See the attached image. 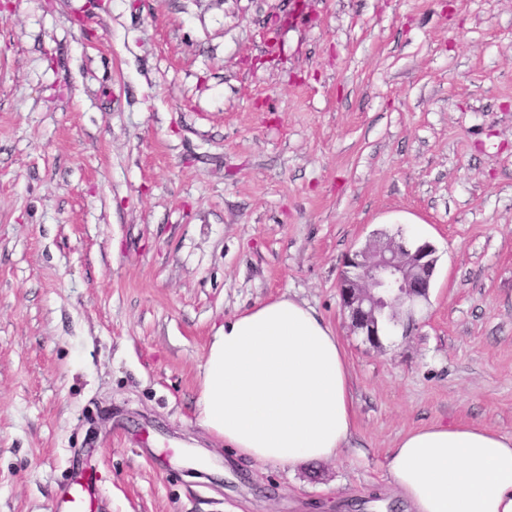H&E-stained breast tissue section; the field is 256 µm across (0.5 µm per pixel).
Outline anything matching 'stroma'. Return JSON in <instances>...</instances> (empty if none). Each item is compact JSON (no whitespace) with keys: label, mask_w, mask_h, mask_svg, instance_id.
<instances>
[{"label":"stroma","mask_w":512,"mask_h":512,"mask_svg":"<svg viewBox=\"0 0 512 512\" xmlns=\"http://www.w3.org/2000/svg\"><path fill=\"white\" fill-rule=\"evenodd\" d=\"M437 249L373 348L347 253ZM288 294L343 340L341 459L251 465L202 425L224 319ZM512 435V0H0V512H404L407 431ZM91 481L90 474L83 470L80 476L73 480L59 497L57 512H88L89 501L87 495L91 496Z\"/></svg>","instance_id":"1"}]
</instances>
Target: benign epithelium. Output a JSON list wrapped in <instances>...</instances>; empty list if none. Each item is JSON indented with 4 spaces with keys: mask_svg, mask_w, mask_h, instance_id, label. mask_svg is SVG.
Masks as SVG:
<instances>
[{
    "mask_svg": "<svg viewBox=\"0 0 512 512\" xmlns=\"http://www.w3.org/2000/svg\"><path fill=\"white\" fill-rule=\"evenodd\" d=\"M425 241L415 249L394 238L370 242L344 258L336 288L353 331L382 347L380 326L413 325V309L429 298L437 257Z\"/></svg>",
    "mask_w": 512,
    "mask_h": 512,
    "instance_id": "7a95c632",
    "label": "benign epithelium"
}]
</instances>
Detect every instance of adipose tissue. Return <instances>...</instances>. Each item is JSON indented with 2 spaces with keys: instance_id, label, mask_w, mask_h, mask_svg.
Listing matches in <instances>:
<instances>
[{
  "instance_id": "adipose-tissue-1",
  "label": "adipose tissue",
  "mask_w": 512,
  "mask_h": 512,
  "mask_svg": "<svg viewBox=\"0 0 512 512\" xmlns=\"http://www.w3.org/2000/svg\"><path fill=\"white\" fill-rule=\"evenodd\" d=\"M198 405L212 435L261 465L337 460L354 428L342 342L312 307L286 294L216 329ZM387 467L412 512H512V436L431 424L402 436Z\"/></svg>"
}]
</instances>
